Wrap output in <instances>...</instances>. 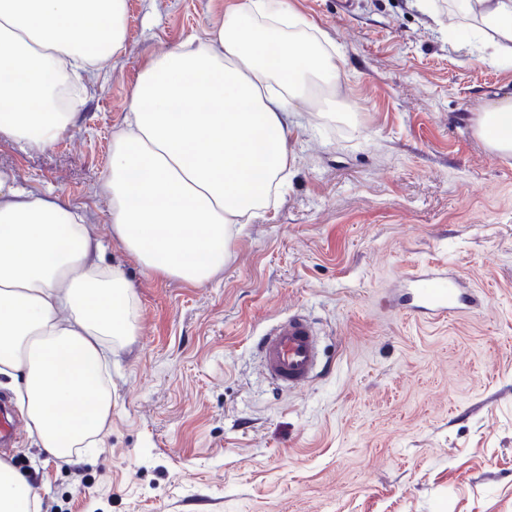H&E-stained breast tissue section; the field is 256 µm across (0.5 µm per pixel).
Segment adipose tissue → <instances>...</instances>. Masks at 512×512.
<instances>
[{
  "instance_id": "adipose-tissue-1",
  "label": "adipose tissue",
  "mask_w": 512,
  "mask_h": 512,
  "mask_svg": "<svg viewBox=\"0 0 512 512\" xmlns=\"http://www.w3.org/2000/svg\"><path fill=\"white\" fill-rule=\"evenodd\" d=\"M464 38L490 34L512 56V0H455ZM126 0H0V136L53 145L71 112L37 108L49 75L88 90L125 39ZM340 79L335 50L286 0H235L211 39L150 59L112 139L105 182L112 237L144 272L201 285L288 175L290 140L313 95ZM477 136L512 154V99L478 112ZM84 212L0 169V374L37 444L70 461L96 447L112 416L105 376L133 343L140 311L124 270L108 265ZM26 474L0 459V512H36Z\"/></svg>"
}]
</instances>
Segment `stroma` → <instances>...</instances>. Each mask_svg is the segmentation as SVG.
<instances>
[{"label":"stroma","mask_w":512,"mask_h":512,"mask_svg":"<svg viewBox=\"0 0 512 512\" xmlns=\"http://www.w3.org/2000/svg\"><path fill=\"white\" fill-rule=\"evenodd\" d=\"M229 0H126L122 50L48 148L0 139V168L84 208L137 296L134 342L112 358V420L63 462L30 437L1 445L40 512H512V156L475 136L512 96V67L450 38V0H289L336 44V109L312 107L288 186L208 283L143 272L109 237L112 138L142 66L207 41ZM448 270L478 303L413 319L402 277ZM299 312L320 371L285 392L258 336Z\"/></svg>","instance_id":"stroma-1"}]
</instances>
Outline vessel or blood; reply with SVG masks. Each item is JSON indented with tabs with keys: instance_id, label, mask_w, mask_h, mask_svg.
<instances>
[{
	"instance_id": "vessel-or-blood-1",
	"label": "vessel or blood",
	"mask_w": 512,
	"mask_h": 512,
	"mask_svg": "<svg viewBox=\"0 0 512 512\" xmlns=\"http://www.w3.org/2000/svg\"><path fill=\"white\" fill-rule=\"evenodd\" d=\"M412 300L404 313L445 318L469 308L473 294L461 288L456 279L440 269L421 268L411 273ZM320 339L309 321L294 313L279 321L260 337L258 352L262 369L270 382L283 391L307 386L317 375Z\"/></svg>"
}]
</instances>
